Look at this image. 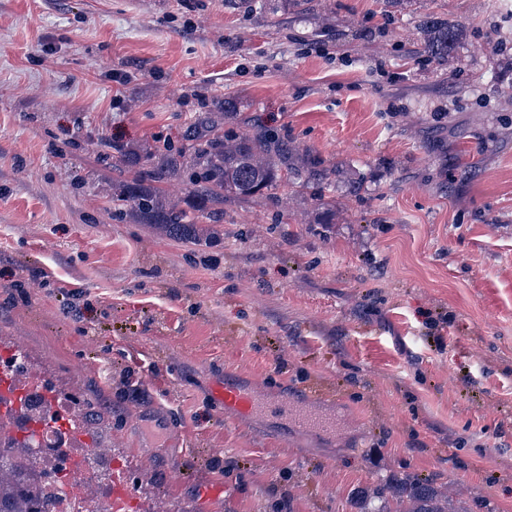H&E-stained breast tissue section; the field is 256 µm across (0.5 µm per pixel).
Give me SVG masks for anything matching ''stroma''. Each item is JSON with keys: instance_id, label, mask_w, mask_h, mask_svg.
Here are the masks:
<instances>
[{"instance_id": "stroma-1", "label": "stroma", "mask_w": 512, "mask_h": 512, "mask_svg": "<svg viewBox=\"0 0 512 512\" xmlns=\"http://www.w3.org/2000/svg\"><path fill=\"white\" fill-rule=\"evenodd\" d=\"M193 127L288 173L193 240L126 219L118 146ZM1 340L156 512H356L406 475L512 512V0H0ZM227 378L333 394L337 428L227 422ZM419 29L422 52L440 65L448 63V53L460 33L458 26L426 15L420 20Z\"/></svg>"}]
</instances>
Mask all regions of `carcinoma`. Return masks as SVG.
<instances>
[{
  "label": "carcinoma",
  "instance_id": "cac0c4a2",
  "mask_svg": "<svg viewBox=\"0 0 512 512\" xmlns=\"http://www.w3.org/2000/svg\"><path fill=\"white\" fill-rule=\"evenodd\" d=\"M421 48L429 58L443 65L460 29L426 15L419 24ZM137 161L147 169L132 181L112 184V200L125 206L124 213L140 224H158L175 237H193L195 218L178 202L162 194L160 184L177 180L181 171L195 166L192 193L202 208L224 204L225 198L251 197L281 178V154L258 136L192 143L176 148L170 144L160 153L146 148ZM47 476L40 458L29 454L25 437L0 447V512H42L35 502L33 485ZM464 512L455 506L448 492L427 481L405 477L384 479L362 489L355 498L357 512Z\"/></svg>",
  "mask_w": 512,
  "mask_h": 512
}]
</instances>
